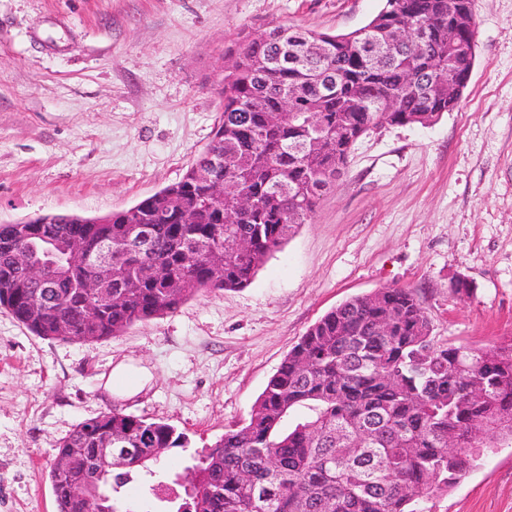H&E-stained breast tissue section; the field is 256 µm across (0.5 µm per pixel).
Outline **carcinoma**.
Instances as JSON below:
<instances>
[{"label": "carcinoma", "mask_w": 512, "mask_h": 512, "mask_svg": "<svg viewBox=\"0 0 512 512\" xmlns=\"http://www.w3.org/2000/svg\"><path fill=\"white\" fill-rule=\"evenodd\" d=\"M456 0H385L364 27L330 34L278 25L227 50L219 89L222 118L183 177L135 205L99 219L67 214L0 224V308L45 339L102 340L137 323L173 314L192 296L247 286L346 169L354 145L373 127L434 124L448 111V75L475 42L474 11L456 17ZM429 34L415 54L385 44L396 30ZM334 92H321L325 84ZM349 139L336 140V127ZM318 147L300 153L303 142ZM221 160L214 177L232 184L217 201L197 172ZM252 200L246 213L238 199ZM134 224L150 226V253L168 273L144 278L133 260L116 265L112 301L73 286L90 274L72 255L64 271L39 283L16 267L15 252L38 258L52 240H112L120 252ZM247 234L249 255L224 252V239ZM392 317L387 333L378 319ZM304 414L293 427L288 417ZM499 422L512 445V342L484 352L433 336L413 291L383 288L353 297L311 325L255 401L246 422L224 431L165 483L174 512H429L424 503L460 482L496 447L476 422ZM111 432L139 448L122 471L101 475L72 448H93ZM458 448L448 452V434ZM189 447L174 426L116 411L85 420L60 443L68 475L88 496L61 490L58 512H132L124 487L147 476L173 448Z\"/></svg>", "instance_id": "carcinoma-1"}]
</instances>
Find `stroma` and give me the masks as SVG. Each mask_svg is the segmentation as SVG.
Here are the masks:
<instances>
[{"instance_id":"35a3bbf8","label":"stroma","mask_w":512,"mask_h":512,"mask_svg":"<svg viewBox=\"0 0 512 512\" xmlns=\"http://www.w3.org/2000/svg\"><path fill=\"white\" fill-rule=\"evenodd\" d=\"M384 0H0V224L102 217L179 181L221 118L224 49L277 25L348 33ZM470 82L433 125L356 144L310 223L236 290L107 340L31 334L0 309V512H57L50 464L81 421L116 409L185 432L191 463L242 425L308 328L383 288L415 293L434 336L487 351L512 340V0H475ZM466 279L468 296L455 293ZM151 379L107 396L121 363ZM433 512H512V447Z\"/></svg>"}]
</instances>
